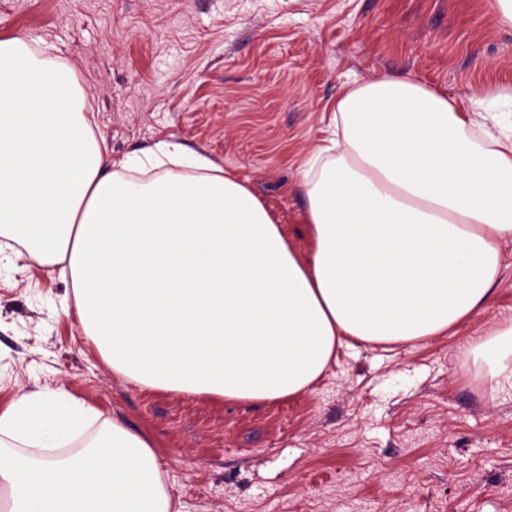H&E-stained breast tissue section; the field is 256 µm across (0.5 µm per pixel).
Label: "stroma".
<instances>
[{
    "label": "stroma",
    "mask_w": 512,
    "mask_h": 512,
    "mask_svg": "<svg viewBox=\"0 0 512 512\" xmlns=\"http://www.w3.org/2000/svg\"><path fill=\"white\" fill-rule=\"evenodd\" d=\"M56 44L120 160L161 141L248 184L302 255L301 163L347 83L396 73L459 101L512 92L489 0H0V39ZM489 307L447 335L340 349L314 391L239 405L113 372L62 300L0 255V412L60 390L151 436L178 512H512V397L467 342L512 316V238Z\"/></svg>",
    "instance_id": "stroma-1"
}]
</instances>
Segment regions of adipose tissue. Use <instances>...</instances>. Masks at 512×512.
I'll return each instance as SVG.
<instances>
[{"label": "adipose tissue", "instance_id": "1", "mask_svg": "<svg viewBox=\"0 0 512 512\" xmlns=\"http://www.w3.org/2000/svg\"><path fill=\"white\" fill-rule=\"evenodd\" d=\"M402 74L345 85L303 162L301 256L245 180L163 141L108 160L73 70L0 40V236L68 280L114 372L242 404L314 390L352 342L413 344L487 307L512 237V132ZM512 396V318L467 346ZM80 444L71 452L72 444ZM6 512H175L153 441L59 391L0 413Z\"/></svg>", "mask_w": 512, "mask_h": 512}]
</instances>
